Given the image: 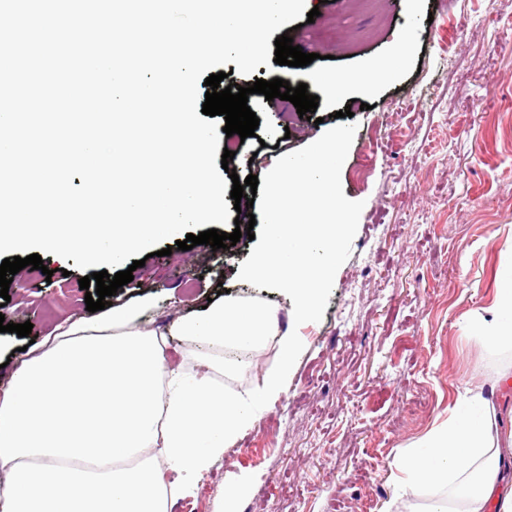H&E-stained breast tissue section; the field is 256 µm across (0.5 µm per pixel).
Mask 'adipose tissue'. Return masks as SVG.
Here are the masks:
<instances>
[{"label": "adipose tissue", "instance_id": "ef3b65f1", "mask_svg": "<svg viewBox=\"0 0 512 512\" xmlns=\"http://www.w3.org/2000/svg\"><path fill=\"white\" fill-rule=\"evenodd\" d=\"M387 61L340 74L317 73L329 96L376 84L398 71L406 37ZM490 320L472 331L490 345L512 344V272H503ZM148 304L133 301L60 326L29 349L0 395V512H172L194 480L261 415L281 389L298 348L279 333L262 302L215 299L168 330H141ZM214 350L253 351L279 338V366L244 393L165 367L168 334ZM497 383L468 391L447 424L394 466L424 487L429 512H512V484L498 473L512 434L501 437Z\"/></svg>", "mask_w": 512, "mask_h": 512}]
</instances>
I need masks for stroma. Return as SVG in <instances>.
Wrapping results in <instances>:
<instances>
[{"instance_id":"1","label":"stroma","mask_w":512,"mask_h":512,"mask_svg":"<svg viewBox=\"0 0 512 512\" xmlns=\"http://www.w3.org/2000/svg\"><path fill=\"white\" fill-rule=\"evenodd\" d=\"M314 23L292 30L314 54L304 67L258 66L228 83L350 71L387 58L410 32L399 73L371 90L355 86L308 118L291 102L253 95L254 137H223L239 178L264 175L281 155L337 126L351 108L357 130L340 172L346 198L363 202L349 258L338 269L323 317L295 325L284 293L243 284L238 274L254 244L153 256L113 305L149 297L140 326H167L206 304L218 289L264 301L279 326L297 328L304 350L277 398L228 448L196 497L172 512H219L224 488L243 484L240 512H408L423 490L393 477L392 463L447 420L466 387L512 364V346H488L471 322L492 304L499 274L512 267V0H306ZM323 126H316V119ZM43 271L14 275L6 321L32 323L30 337L0 333V356L42 341L63 316H86L85 272L74 260L42 253ZM278 363L276 345L216 374L244 392Z\"/></svg>"}]
</instances>
